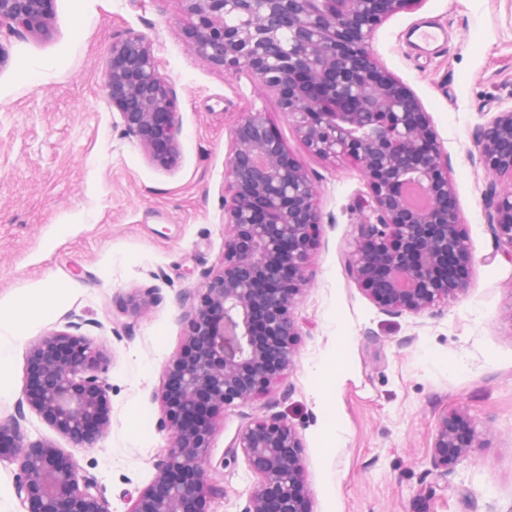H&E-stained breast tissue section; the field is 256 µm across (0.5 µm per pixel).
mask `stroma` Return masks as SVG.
<instances>
[{"label":"stroma","mask_w":512,"mask_h":512,"mask_svg":"<svg viewBox=\"0 0 512 512\" xmlns=\"http://www.w3.org/2000/svg\"><path fill=\"white\" fill-rule=\"evenodd\" d=\"M425 21L446 28L445 51L410 45L407 31ZM188 23L182 0H55L49 36L0 37V307L42 286L63 295L14 340L0 420L16 411L30 343L76 313L112 357L111 427L76 459L111 512L152 483L167 446L154 395L185 341L176 296L223 260L234 130L259 113L318 189V247L295 310L296 365L225 408L207 450L206 512H243L257 477L228 452L241 429L274 413L303 439L311 512H512V259L486 226L491 177L470 159L480 128L512 107V0H415L366 41L432 119L473 255L468 289L419 316L382 313L348 276L371 209L359 166L309 152L250 72L192 52ZM131 30L152 42L175 94L182 133L170 166L124 137L104 97L112 43ZM142 287L161 303L123 313V297ZM447 413L481 443L448 472L432 448Z\"/></svg>","instance_id":"obj_1"}]
</instances>
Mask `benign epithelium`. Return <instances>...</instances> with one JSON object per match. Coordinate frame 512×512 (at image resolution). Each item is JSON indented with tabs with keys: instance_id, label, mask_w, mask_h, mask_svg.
Masks as SVG:
<instances>
[{
	"instance_id": "benign-epithelium-1",
	"label": "benign epithelium",
	"mask_w": 512,
	"mask_h": 512,
	"mask_svg": "<svg viewBox=\"0 0 512 512\" xmlns=\"http://www.w3.org/2000/svg\"><path fill=\"white\" fill-rule=\"evenodd\" d=\"M183 2L194 53L250 72L312 153L360 163L374 220L361 224L345 266L375 306L421 315L464 292L472 255L430 116L364 49L379 22L414 0ZM53 15L54 0H0V29L12 33L47 35ZM103 87L122 133L150 160L173 163L181 126L145 36L130 31L112 43ZM475 149L471 159L487 172L512 173V108L483 127ZM227 170L234 196L224 207L223 262L178 296L186 339L158 393L168 445L152 483L128 500L126 512H204L205 449L217 416L264 394L295 365L294 311L317 241L316 188L259 114L237 125ZM411 181L429 194L424 211L404 202ZM486 217L512 259V188L490 186ZM160 301L157 289L137 288L122 307L138 316ZM83 326L72 315L65 329L30 345L17 412L0 420V461L16 464L13 490L23 512H110L105 489L73 453L20 431L26 408L74 448L96 447L109 428L110 357ZM478 447L461 416L440 418L436 466L446 469ZM303 448L299 432L278 415L239 432L230 456L242 454L258 478L243 512H308Z\"/></svg>"
}]
</instances>
